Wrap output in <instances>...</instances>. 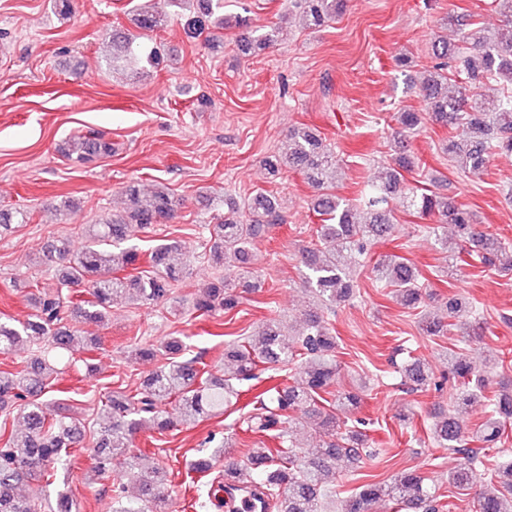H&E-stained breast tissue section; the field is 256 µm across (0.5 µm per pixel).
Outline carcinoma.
Instances as JSON below:
<instances>
[{
  "label": "carcinoma",
  "mask_w": 512,
  "mask_h": 512,
  "mask_svg": "<svg viewBox=\"0 0 512 512\" xmlns=\"http://www.w3.org/2000/svg\"><path fill=\"white\" fill-rule=\"evenodd\" d=\"M183 10L181 17L190 31L201 33L224 0H167ZM347 0H298L299 20L307 29H320L336 22ZM502 24L493 32L485 30L473 15L448 14L447 24L455 27L459 41L440 40L432 45L433 62L420 82L418 92L427 102L424 112L397 113L393 130L394 154L386 171L368 178L359 203L353 204L337 193L339 160L330 145L308 127L288 132L285 150L265 159L273 176L288 171L301 173L318 190L312 210L320 217L316 235L318 247L302 249L300 262L305 283L314 298L301 321V328L284 334L280 322L263 323L257 337L233 344L224 353L230 371L215 375L199 355L186 356L187 345L180 336H168L160 347L136 344L131 355L153 359L167 354L166 361L152 371L133 394L114 391L101 402L106 416L93 445L92 472L106 477L112 467L126 459L131 438L144 428L161 433L178 425H193L200 418L235 404L242 393V382L255 377L267 364L286 366L301 361L293 384L272 387L256 396L250 429L263 433L275 447L249 449L246 462L224 470L250 479L257 477L268 500L282 512H323V499L329 477L336 470H348L360 461L368 442L363 422L347 413L358 407L356 392L335 389L338 376L336 337L326 327L322 312L348 301L354 293L352 272L360 259L376 243L393 236L397 219L389 208L391 199L403 197L406 207L419 217H435L437 223L451 225L462 242L484 264L500 261L501 269L512 272V248L489 237L476 223L471 211L447 196L418 189L405 181L403 172L416 166L409 139L425 122L448 128L445 151L461 172L479 176L487 171L491 158L499 152L512 153V0H493ZM166 12L141 5L136 25L144 37L168 24ZM224 26L238 29L236 44L249 57L279 41V26L257 33L239 17L224 18ZM112 46V67L122 66L142 56L147 61L160 57L158 48L136 43L129 34L114 30L108 36ZM462 76L466 86L448 90V81ZM65 155L78 162L112 155V140L103 134L76 135L69 139ZM126 207L87 225L85 248L76 253L64 235L53 237L44 248L45 261L57 265L56 288L30 287L33 313L18 324L0 320V352L21 342L36 346L38 355L27 369L17 374L0 371V409L8 401L22 402L25 429L0 442V512H41L39 497L23 492V486L41 481L52 485L58 469L71 463L70 449L82 441L80 421L70 416L71 406L59 399L44 398L58 369L53 358L73 355L83 349L78 329L64 323L65 310L86 325L100 326L108 321L113 305L130 301L141 306L158 305L172 299L174 289L187 274L181 245L163 239L148 254L150 269L142 270L139 249L126 246L131 229L175 218L179 201L162 186L145 191L130 182L122 190ZM23 210L0 209V235L13 224L26 223ZM286 223L279 200L264 190H256L242 200H224V217L204 225L210 242L209 252L216 270H224L201 284L194 294L192 310L203 315L228 313L240 303L238 288L253 287L259 271L253 266L256 243L276 224ZM378 281L392 289L400 304L412 310L423 308L428 297L415 268L402 257L386 255L373 267ZM448 320L421 315V329L429 335L443 330H459L479 336L484 323L466 310L456 296L446 301ZM448 377L457 383L453 405L464 409L479 398H486L489 415L477 430L468 434L458 420L445 416L433 423V441L458 455V463L448 473V483L470 489L477 480L480 448L500 442L512 424V388H501L485 396L490 375L498 358L486 354L480 362L468 354L448 349ZM404 382L411 389L430 386L426 364L413 358L403 370ZM173 412L163 415V407ZM312 423L326 440L311 451L299 450L293 440L294 428ZM137 485L136 494L125 495V488L113 489V512H167L163 491L166 473L159 463H130ZM499 488L478 491L477 512H512V459L499 463ZM436 489L415 470H402L383 481H369L342 500L341 512H375L380 502H389L399 512H435Z\"/></svg>",
  "instance_id": "obj_1"
}]
</instances>
